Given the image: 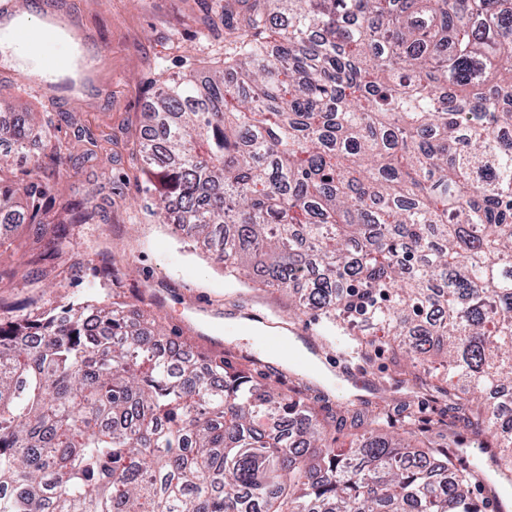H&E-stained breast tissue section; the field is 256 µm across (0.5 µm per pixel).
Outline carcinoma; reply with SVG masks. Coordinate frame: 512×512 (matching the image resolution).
Masks as SVG:
<instances>
[{"mask_svg": "<svg viewBox=\"0 0 512 512\" xmlns=\"http://www.w3.org/2000/svg\"><path fill=\"white\" fill-rule=\"evenodd\" d=\"M224 66L165 79L137 137L146 209L288 293L319 335L366 327L420 378L439 355L481 451L512 483V0H251ZM0 241L106 216L62 199L61 147L0 112ZM125 302L0 324V512H481L455 441L379 412L355 447L324 411Z\"/></svg>", "mask_w": 512, "mask_h": 512, "instance_id": "1", "label": "carcinoma"}]
</instances>
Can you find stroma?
<instances>
[{
	"instance_id": "35a3bbf8",
	"label": "stroma",
	"mask_w": 512,
	"mask_h": 512,
	"mask_svg": "<svg viewBox=\"0 0 512 512\" xmlns=\"http://www.w3.org/2000/svg\"><path fill=\"white\" fill-rule=\"evenodd\" d=\"M34 3L41 21L68 33L51 43V52L74 57L83 78L30 75L1 44L0 110L59 115L56 137L70 156L60 178L63 192L104 208L107 220L76 226L62 256L47 266L32 261V232L15 239L0 257L18 270L17 277L0 278V321L90 298L135 303L154 313L164 332L208 349L258 356L286 384L329 404L409 405L434 420V434L452 433L462 461L474 465L478 436L453 420L447 398L418 390L389 351L354 355L348 367L337 368L336 355L348 350L349 337L316 335L291 315L287 295L226 275L201 248L155 223L142 204L145 180L128 149L142 112L162 79L198 73L223 59V30L203 42L198 35L225 5L239 11L245 0H19L17 14ZM82 127L98 138L95 156L85 161L77 140ZM253 320L292 338L303 335L342 383L326 386L310 370L258 352Z\"/></svg>"
}]
</instances>
